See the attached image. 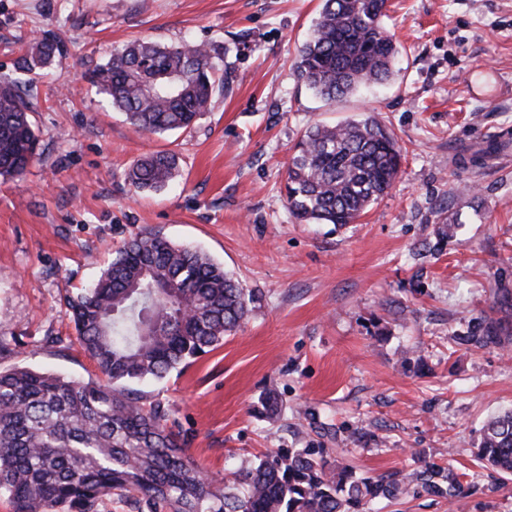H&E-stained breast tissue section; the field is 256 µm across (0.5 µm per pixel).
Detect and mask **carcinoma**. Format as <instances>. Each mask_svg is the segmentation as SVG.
<instances>
[{"instance_id":"cac0c4a2","label":"carcinoma","mask_w":512,"mask_h":512,"mask_svg":"<svg viewBox=\"0 0 512 512\" xmlns=\"http://www.w3.org/2000/svg\"><path fill=\"white\" fill-rule=\"evenodd\" d=\"M386 0H322L302 45L298 79L336 101L391 78L398 49L382 25ZM61 44L33 42L17 60L28 74L50 67ZM224 48L192 41L138 39L113 51L85 78L138 131L192 126L224 89ZM23 82H0V177L22 174L38 138ZM288 211L301 223L353 224L392 185L397 142L379 119L307 127L290 148ZM179 159L160 151L135 162L126 179L161 190ZM254 295L206 253L158 233L135 236L97 281L70 304L79 340L101 374L82 381L44 370H0V494L15 512H98L102 496L148 512H366L402 485L327 467L320 448H278L217 483L187 456L161 403L145 404L126 383L161 378L207 354L231 335ZM484 345L501 343L500 325H475ZM477 456L512 473V409L485 426ZM427 489L450 499L461 491L453 470L433 471Z\"/></svg>"}]
</instances>
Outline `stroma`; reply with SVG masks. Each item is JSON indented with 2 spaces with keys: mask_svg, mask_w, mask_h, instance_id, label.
I'll return each mask as SVG.
<instances>
[{
  "mask_svg": "<svg viewBox=\"0 0 512 512\" xmlns=\"http://www.w3.org/2000/svg\"><path fill=\"white\" fill-rule=\"evenodd\" d=\"M321 0H0V78L21 46L60 38L27 86L38 157L0 178V370L89 380L94 361L68 301L147 230L208 253L254 295L223 345L139 384L215 479L279 448H320L328 467L408 482L369 512H512V473L476 455L512 409V162L465 158L512 127V0H388L392 78L333 104L297 77ZM141 37L224 48L225 88L188 130L137 132L81 77ZM375 115L394 132L391 189L342 228L300 224L284 185L309 124ZM173 150L157 192L126 180ZM453 225L442 235V225ZM502 345L463 341L477 318ZM279 399L277 412L262 403ZM454 469L447 499L410 474Z\"/></svg>",
  "mask_w": 512,
  "mask_h": 512,
  "instance_id": "1",
  "label": "stroma"
}]
</instances>
